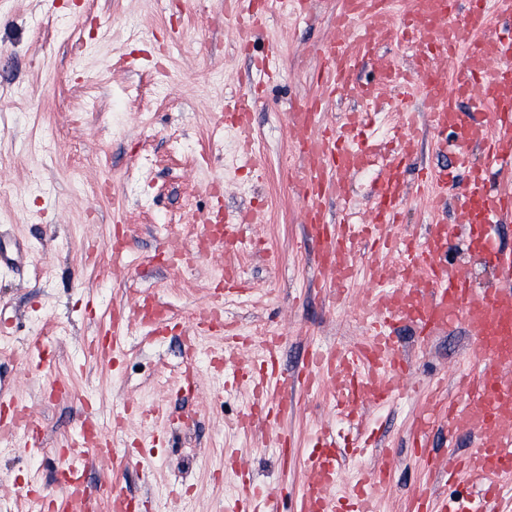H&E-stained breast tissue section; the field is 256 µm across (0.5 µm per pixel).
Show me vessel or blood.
<instances>
[{
  "mask_svg": "<svg viewBox=\"0 0 512 512\" xmlns=\"http://www.w3.org/2000/svg\"><path fill=\"white\" fill-rule=\"evenodd\" d=\"M254 1L225 3L226 15L236 21L244 37L256 21L251 10ZM386 43L414 49L415 72L385 62L375 82L362 81L361 68ZM319 53L322 95L305 110L292 113L290 123L305 159L299 172L305 219L326 278L337 299L345 300L358 271L353 258L365 244L374 257L397 256L400 275L413 286L388 288L387 274L370 266L377 290L368 299L369 340L345 351L311 353L295 379L280 371V337H267L255 367L241 366L231 374L233 383L251 386L254 394L237 426L245 432L258 422L278 428L294 400L293 387L308 393L330 390L336 413L348 424L351 437L342 440L328 427L316 431L313 449L304 461L309 480L293 512H378L377 490L386 484L383 468L360 472L347 492H336L340 457H365L378 445L373 431L363 428L358 408L365 402L384 405L396 393L414 388L391 334L395 324L409 321L428 337L459 323L473 345L468 368L458 372L459 394L443 406L425 398L416 415L413 444L417 452H425L430 430L443 416L448 419L449 438L462 431L475 432V447L460 455L449 453L447 467L433 459L428 462L431 474H445L448 484H463L470 491L448 496L426 480L418 484L406 512H512V250L498 247L492 236L494 227L512 214V186L488 185L490 171L512 169V0H404L400 12L393 0H339L336 35L321 45ZM449 60L457 66L446 77L440 66ZM394 86L419 89L434 129L452 130L451 152L465 175L460 182L448 181L443 173L431 178L434 197L452 196V217L449 223L433 225L421 238L399 239L387 231L397 223L406 198L404 175L418 146L415 115L397 124L398 147L385 154L358 139L352 126L328 132L318 123L322 103L335 95L374 107L381 100V89ZM254 105L249 93L226 104L246 140L252 134L248 117ZM481 112L488 114V121L478 120ZM476 149L483 155V165L471 160ZM373 167L378 176L367 222L326 223L325 197L344 198L348 176ZM249 221L247 213H225L224 243L231 251L240 250L238 231ZM459 244L496 270L494 285L476 290L469 276L448 262L449 251ZM216 327L224 331L225 353H232L241 336L232 323L223 321L215 305L197 321L194 338L186 339L187 356L195 354V337L209 335ZM10 429L23 430L31 442L39 433L36 421L20 405L14 406L8 419L0 418V431ZM68 445L62 457L69 480L61 484L59 494L46 496L47 512H72L76 507L97 512V502L85 485L86 450L95 445L106 452L111 444L95 443L82 428ZM273 503L272 491L257 492L245 478L225 500L224 512H270Z\"/></svg>",
  "mask_w": 512,
  "mask_h": 512,
  "instance_id": "vessel-or-blood-1",
  "label": "vessel or blood"
}]
</instances>
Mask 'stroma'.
I'll list each match as a JSON object with an SVG mask.
<instances>
[{"mask_svg": "<svg viewBox=\"0 0 512 512\" xmlns=\"http://www.w3.org/2000/svg\"><path fill=\"white\" fill-rule=\"evenodd\" d=\"M338 0H311L308 13L270 14L242 47L224 0H0V246L20 242L24 256L0 273V389L23 401L41 427L40 448L11 437L0 446V512H31L26 491H57V450L84 418L112 434L113 453L88 452L86 479L109 512L106 479L122 483L151 512H224L237 485L227 451H236L255 483L289 502L305 484L300 465L319 425H338L330 396L297 394L280 430L258 426L236 433L231 421L249 404L248 386L225 385L211 353L221 337L202 341L194 357L183 349L182 323L210 300L224 269L220 254L199 255L196 240L214 211L219 183L231 211L259 208L263 221L242 229L240 274L248 290L224 302L226 318L252 341L237 354L253 362L264 337L284 338L281 366L291 376L314 349H344L363 340L359 305L369 282L358 274L337 303L306 232L296 172L301 160L288 116L318 94L319 46L336 31ZM277 47V80L255 64ZM264 89L253 114L255 159L244 168L241 146L224 125V101L250 87ZM385 112L364 130L381 150L392 148L394 117L422 108L419 96L382 92ZM376 170L350 179L344 202L327 208L338 224L364 221ZM450 205L431 206L409 187L393 235L421 236L448 220ZM128 246L130 267L112 263V241ZM150 294L169 306L176 325L141 338L115 324L114 306ZM120 333L123 360L112 363L89 345ZM38 343L48 363L29 351ZM397 345L419 382L389 405L360 408L388 448L389 483L379 512H404L426 464L411 429L435 377L467 357L462 325L420 340L412 328ZM199 383L182 382L187 365ZM131 404L158 405L163 418L130 421L113 432L112 414ZM162 433L168 445L141 464L114 467L129 438ZM290 435L289 455L281 435Z\"/></svg>", "mask_w": 512, "mask_h": 512, "instance_id": "35a3bbf8", "label": "stroma"}]
</instances>
